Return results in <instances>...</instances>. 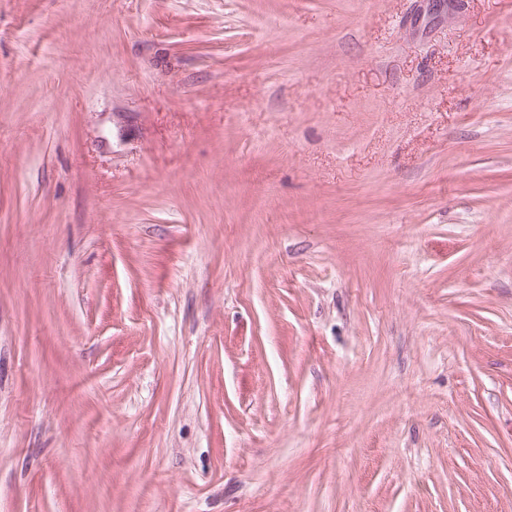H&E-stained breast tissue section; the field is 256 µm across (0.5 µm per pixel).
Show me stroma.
<instances>
[{
    "label": "stroma",
    "mask_w": 512,
    "mask_h": 512,
    "mask_svg": "<svg viewBox=\"0 0 512 512\" xmlns=\"http://www.w3.org/2000/svg\"><path fill=\"white\" fill-rule=\"evenodd\" d=\"M0 512H512V0H0Z\"/></svg>",
    "instance_id": "1"
}]
</instances>
